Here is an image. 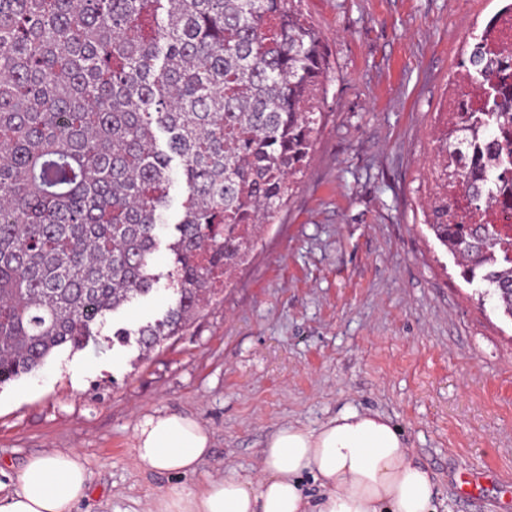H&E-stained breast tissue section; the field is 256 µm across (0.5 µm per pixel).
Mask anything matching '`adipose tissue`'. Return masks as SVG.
<instances>
[{
	"instance_id": "adipose-tissue-1",
	"label": "adipose tissue",
	"mask_w": 512,
	"mask_h": 512,
	"mask_svg": "<svg viewBox=\"0 0 512 512\" xmlns=\"http://www.w3.org/2000/svg\"><path fill=\"white\" fill-rule=\"evenodd\" d=\"M208 432L193 417L160 413L135 428L133 455L146 471L181 477L208 457ZM261 474L227 473L161 492L151 512H435L436 484L416 464L398 429L376 414L343 412L317 429L288 426L260 450ZM320 483L310 502L300 479ZM88 471L72 451L30 457L11 485L0 484V512H74L87 496Z\"/></svg>"
}]
</instances>
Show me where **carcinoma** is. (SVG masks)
<instances>
[{"mask_svg":"<svg viewBox=\"0 0 512 512\" xmlns=\"http://www.w3.org/2000/svg\"><path fill=\"white\" fill-rule=\"evenodd\" d=\"M299 2L0 0V385L57 348H85L106 315L154 292L176 158L175 301L116 335L148 352L232 282L303 172L327 92L322 41ZM461 66L486 106L453 123L438 155L489 204L495 171L512 166V140L498 135L512 114L483 40ZM432 215L463 274L512 318V243L493 224L453 223L444 197Z\"/></svg>","mask_w":512,"mask_h":512,"instance_id":"obj_1","label":"carcinoma"}]
</instances>
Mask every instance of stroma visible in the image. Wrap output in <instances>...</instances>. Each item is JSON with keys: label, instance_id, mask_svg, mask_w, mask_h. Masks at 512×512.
Instances as JSON below:
<instances>
[{"label": "stroma", "instance_id": "obj_1", "mask_svg": "<svg viewBox=\"0 0 512 512\" xmlns=\"http://www.w3.org/2000/svg\"><path fill=\"white\" fill-rule=\"evenodd\" d=\"M512 0H301L329 73L306 169L228 287L183 335L142 355L117 327L154 321L166 283L0 386V468L80 454L79 512H148L173 479L135 462L157 412L195 418L211 452L195 485L255 479L277 430L347 410L401 431L437 512H512V318L466 282L429 229L428 160L474 37Z\"/></svg>", "mask_w": 512, "mask_h": 512}]
</instances>
